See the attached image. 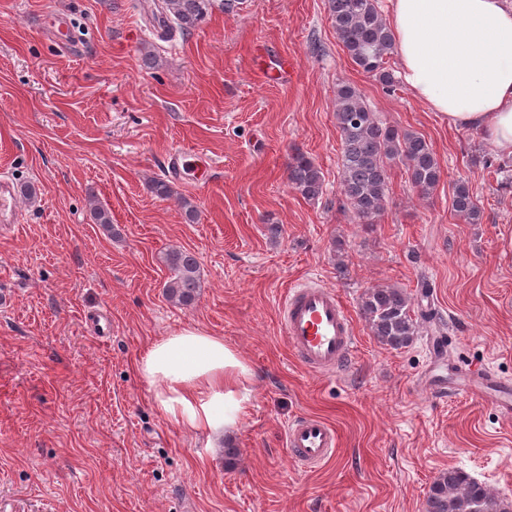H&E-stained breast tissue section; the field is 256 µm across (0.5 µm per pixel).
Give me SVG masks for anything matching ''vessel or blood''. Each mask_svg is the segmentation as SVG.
<instances>
[{
  "label": "vessel or blood",
  "instance_id": "1",
  "mask_svg": "<svg viewBox=\"0 0 512 512\" xmlns=\"http://www.w3.org/2000/svg\"><path fill=\"white\" fill-rule=\"evenodd\" d=\"M259 72L269 81L292 75L296 62L291 58L269 67L265 58L257 60ZM210 159L198 152L176 150L166 158L170 177L182 178L186 170L204 173ZM19 221L17 194L12 183H0V222ZM279 321L289 349L309 371L332 375L344 371L355 350V331L348 309L335 289L310 281L291 288L279 309ZM472 399L512 412V384L488 373L477 374L464 386ZM283 444L290 461L302 469L321 467L331 459L339 445L336 430L322 418L301 415L289 421L283 430Z\"/></svg>",
  "mask_w": 512,
  "mask_h": 512
}]
</instances>
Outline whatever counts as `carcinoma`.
<instances>
[{"label":"carcinoma","mask_w":512,"mask_h":512,"mask_svg":"<svg viewBox=\"0 0 512 512\" xmlns=\"http://www.w3.org/2000/svg\"><path fill=\"white\" fill-rule=\"evenodd\" d=\"M336 37L351 61L375 77L388 90L397 78L387 67L392 54V34L382 17L378 0H326ZM213 0H153L147 7L150 21L160 36L177 30L186 35L204 21ZM336 125L342 140L341 193L355 219L374 224L382 215L388 190V168L403 163L417 192L428 196L437 188L441 168L426 140L377 120L361 94L350 85L336 90ZM288 181L303 198L315 200L323 193V174L312 158L297 150L288 165ZM452 209L469 224H479L482 210L469 183L457 181L452 190ZM172 271L166 295L173 303L190 308L200 295L197 259L171 250L164 257ZM360 313L371 333L383 344L408 346L417 331L410 299L400 288H374L360 300ZM425 512H506L497 494L463 471L450 468L430 486Z\"/></svg>","instance_id":"1"}]
</instances>
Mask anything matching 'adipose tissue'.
<instances>
[{"label":"adipose tissue","mask_w":512,"mask_h":512,"mask_svg":"<svg viewBox=\"0 0 512 512\" xmlns=\"http://www.w3.org/2000/svg\"><path fill=\"white\" fill-rule=\"evenodd\" d=\"M389 27L413 97L512 155V0H389ZM136 369L166 419L195 432L233 429L249 400V365L194 326L153 341Z\"/></svg>","instance_id":"ef3b65f1"}]
</instances>
